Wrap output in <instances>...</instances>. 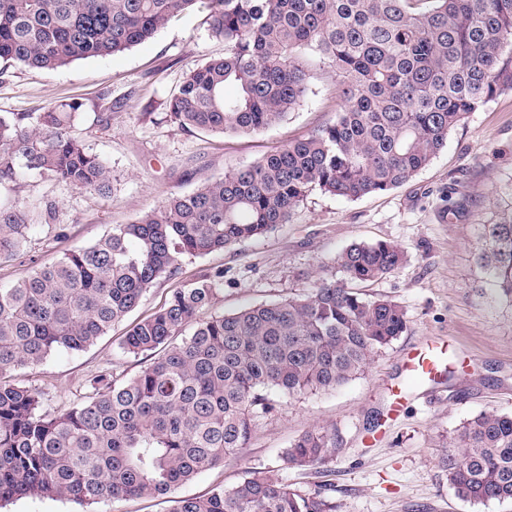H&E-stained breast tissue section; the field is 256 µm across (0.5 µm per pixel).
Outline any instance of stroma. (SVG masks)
<instances>
[{"instance_id": "stroma-1", "label": "stroma", "mask_w": 512, "mask_h": 512, "mask_svg": "<svg viewBox=\"0 0 512 512\" xmlns=\"http://www.w3.org/2000/svg\"><path fill=\"white\" fill-rule=\"evenodd\" d=\"M223 53L224 42L212 35L205 12L191 11L123 53L78 60L53 73L0 62L1 115L80 103L85 143L108 160L115 175L106 198L50 176L0 186L1 202L19 198L56 207L52 223L34 215L38 228L20 255L0 260V286L27 275L33 263L53 262L95 242L112 225L155 210L172 193L191 191L335 122L336 75L313 59L308 94L285 122L226 136L181 129L166 116L169 98L186 72ZM106 112L112 120L104 128L96 118ZM509 208L512 89L506 88L468 114L446 147L402 187L356 201L316 191L289 223L266 235L221 253L184 258L179 277L152 288L132 319L149 315L174 288L218 268L224 272L219 311L304 295L345 247L385 240L404 250L407 261L363 291L400 304L408 328L358 378L335 390L298 397L273 393L276 409L256 419L246 447L176 495L228 489L246 471L266 468L303 491L330 485L340 512H512L510 502L457 498L441 463L448 436L461 422L485 411L512 414V305L483 286L476 264L485 225L497 223ZM126 328L118 323L84 351H58L21 369L26 384L41 391L45 412L71 407L87 381L102 372L126 379L140 371L143 357L119 347ZM428 338L450 341L464 366L413 386L404 412L382 425L380 438L369 439L371 417L387 410V386L406 376L404 352ZM323 427L335 430L338 439L329 463L316 471L288 468L285 449Z\"/></svg>"}]
</instances>
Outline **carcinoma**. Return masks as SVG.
I'll return each mask as SVG.
<instances>
[{
	"label": "carcinoma",
	"instance_id": "obj_1",
	"mask_svg": "<svg viewBox=\"0 0 512 512\" xmlns=\"http://www.w3.org/2000/svg\"><path fill=\"white\" fill-rule=\"evenodd\" d=\"M195 10L208 12L224 56L185 74L170 97L169 117L182 129L229 135L280 124L306 98L308 51L336 71L340 111L333 124L173 193L0 287V501L52 497L91 509L170 494L244 447L255 418L273 409L272 392L301 396L357 378L408 326L398 303L357 288L406 262L392 242L354 243L334 259L337 273L319 277L310 293L230 314L211 311L224 270L204 274L122 337L123 352L149 364L120 382L95 376L57 415L42 412L41 392L12 372L92 346L159 281L177 277L185 256L267 234L314 190L357 200L403 185L466 115L512 88V0H0V60L56 71L124 52ZM78 110L72 103L0 115V185L49 175L108 194L112 168L88 151ZM30 214L27 201L0 203V257L24 248L36 228ZM485 235L481 279L511 304L512 210L485 225ZM336 445L334 430L307 432L283 458L307 470L328 462ZM449 446L462 449L442 459L458 498L512 502V415L480 413ZM172 512L337 505L322 488L304 492L253 469L230 489L177 500Z\"/></svg>",
	"mask_w": 512,
	"mask_h": 512
}]
</instances>
